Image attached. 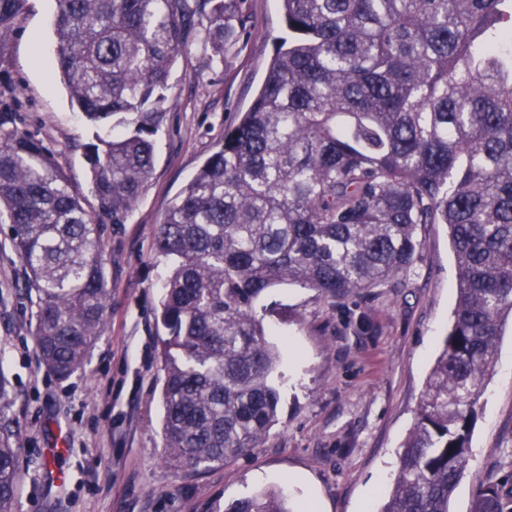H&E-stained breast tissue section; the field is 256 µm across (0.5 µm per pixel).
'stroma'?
Segmentation results:
<instances>
[{
  "instance_id": "35a3bbf8",
  "label": "stroma",
  "mask_w": 512,
  "mask_h": 512,
  "mask_svg": "<svg viewBox=\"0 0 512 512\" xmlns=\"http://www.w3.org/2000/svg\"><path fill=\"white\" fill-rule=\"evenodd\" d=\"M56 0H27L0 48V90L16 124L52 151L85 207L97 211L86 153L97 127L72 108L52 68ZM237 39L212 65L196 36L172 65L152 174L123 223L101 226L109 307L102 336L69 379L36 353L23 267L0 233V374L13 389L0 415L20 431L15 512H224L281 488L303 512H378L395 478L429 371L448 333L456 269L448 229H419L411 271L361 294L322 298L282 284L255 310L281 353L277 421L244 456L173 473L159 459L161 358L155 309L168 267L154 251L167 208L255 97L284 31L280 0H243ZM451 512H470L489 479L512 478V320L499 338Z\"/></svg>"
}]
</instances>
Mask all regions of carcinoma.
<instances>
[{
	"mask_svg": "<svg viewBox=\"0 0 512 512\" xmlns=\"http://www.w3.org/2000/svg\"><path fill=\"white\" fill-rule=\"evenodd\" d=\"M57 0L54 66L84 119L134 126L90 146L92 193L114 224L153 169L171 65L196 29L224 64L238 0ZM263 83L158 224L170 264L156 309L161 460L175 472L259 446L276 421L280 353L255 302L294 284L358 294L409 272L422 224H445L457 269L452 325L379 512H449L476 405L512 318V0H281ZM26 0H0V42ZM0 94V225L34 293L36 352L77 372L108 308L102 220L53 154L6 129ZM21 434L0 430V512H14ZM225 512H294L281 490ZM474 512H512V488Z\"/></svg>",
	"mask_w": 512,
	"mask_h": 512,
	"instance_id": "obj_1",
	"label": "carcinoma"
}]
</instances>
